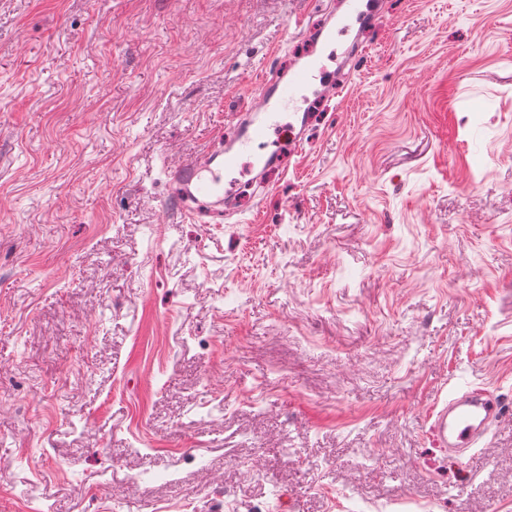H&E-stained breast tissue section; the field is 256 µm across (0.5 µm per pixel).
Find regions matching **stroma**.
I'll use <instances>...</instances> for the list:
<instances>
[{
	"label": "stroma",
	"instance_id": "1",
	"mask_svg": "<svg viewBox=\"0 0 512 512\" xmlns=\"http://www.w3.org/2000/svg\"><path fill=\"white\" fill-rule=\"evenodd\" d=\"M372 8L0 0V512H512V0ZM314 59L300 153L181 222ZM321 74L316 63L294 69L288 76L268 79L256 95V100L238 137L224 144L222 139L207 146L193 160L183 164L172 174L178 184V195L224 200V172L233 170L244 155L256 156L264 150L270 131L279 132L287 124L285 112L306 111L309 92ZM504 417L503 404L494 391L476 387L450 395L446 392L439 396L429 417L428 434L436 447L454 450L462 462H468L475 455L470 450Z\"/></svg>",
	"mask_w": 512,
	"mask_h": 512
}]
</instances>
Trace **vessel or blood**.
<instances>
[{
  "instance_id": "vessel-or-blood-1",
  "label": "vessel or blood",
  "mask_w": 512,
  "mask_h": 512,
  "mask_svg": "<svg viewBox=\"0 0 512 512\" xmlns=\"http://www.w3.org/2000/svg\"><path fill=\"white\" fill-rule=\"evenodd\" d=\"M319 72L313 63L294 69L288 78L268 79L257 93L237 138L227 143L214 141L174 171L179 193L223 201L225 173L233 170L242 156H255L266 148L269 132L284 128L286 111L308 105L309 92ZM504 417L503 404L494 391L476 387L439 397L429 418L428 433L436 447L456 451L466 462L471 458V449Z\"/></svg>"
}]
</instances>
